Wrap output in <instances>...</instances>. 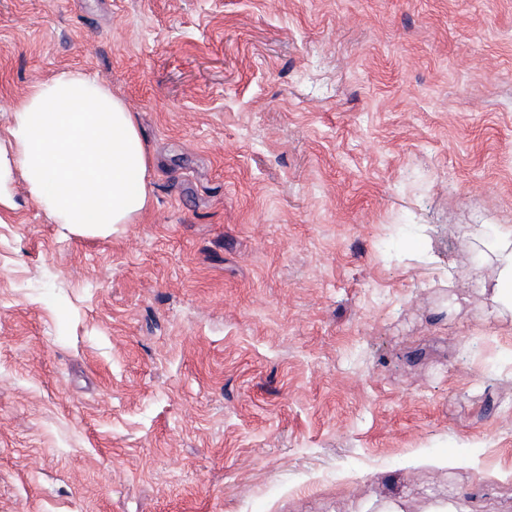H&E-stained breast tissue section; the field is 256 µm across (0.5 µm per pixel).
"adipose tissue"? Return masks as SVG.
<instances>
[{
    "mask_svg": "<svg viewBox=\"0 0 512 512\" xmlns=\"http://www.w3.org/2000/svg\"><path fill=\"white\" fill-rule=\"evenodd\" d=\"M0 145V206L13 208V170L55 223L103 232L132 224L151 205V156L125 101L81 71L34 85L14 106Z\"/></svg>",
    "mask_w": 512,
    "mask_h": 512,
    "instance_id": "ef3b65f1",
    "label": "adipose tissue"
}]
</instances>
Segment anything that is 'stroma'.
I'll use <instances>...</instances> for the list:
<instances>
[{
	"label": "stroma",
	"instance_id": "35a3bbf8",
	"mask_svg": "<svg viewBox=\"0 0 512 512\" xmlns=\"http://www.w3.org/2000/svg\"><path fill=\"white\" fill-rule=\"evenodd\" d=\"M63 70L152 205L13 181L0 512H512V0H0L1 142ZM492 249L498 250V260L502 267V273L508 288H502L497 281L493 285V294L502 299L507 297V301L512 303V229L500 231L494 239L489 243Z\"/></svg>",
	"mask_w": 512,
	"mask_h": 512
}]
</instances>
